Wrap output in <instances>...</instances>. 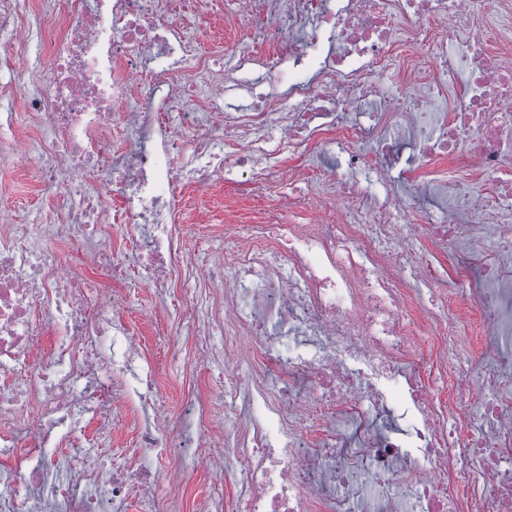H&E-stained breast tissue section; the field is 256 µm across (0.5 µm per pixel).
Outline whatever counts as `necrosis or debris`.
<instances>
[{
	"instance_id": "1",
	"label": "necrosis or debris",
	"mask_w": 512,
	"mask_h": 512,
	"mask_svg": "<svg viewBox=\"0 0 512 512\" xmlns=\"http://www.w3.org/2000/svg\"><path fill=\"white\" fill-rule=\"evenodd\" d=\"M29 7L0 0V62L34 50L51 68L19 69L37 134L15 139L13 117H0V145L34 159L57 207L45 223L0 228V512H112L132 491L170 512L147 463L104 462L112 413L132 401L143 447L180 446L157 437L164 409L120 319L128 272L110 248L84 270L46 243L78 242L116 192L113 223L137 227L146 280L171 288L185 264L170 230L182 176L220 170L260 192L282 158L289 183L313 174L319 190L236 225L235 249L204 270L224 281L225 335L251 336L269 363L248 392L227 366L225 421L250 425L209 472L237 486L243 512H512V0H236L225 27L269 51L239 52L230 70L172 19L206 0H55L33 21ZM260 68L287 77V93L225 112L216 143L210 102ZM405 143L401 187L388 171ZM361 166L373 188L350 178ZM419 186L443 216L434 240L467 244L451 258L456 277L482 276L436 319L411 316L410 284H432L438 267L395 244ZM298 208L307 223L287 218ZM473 309L497 361L472 354L452 369L436 355L440 399L419 339L456 343ZM393 381L418 419L409 444L369 420ZM314 425L326 430L317 445ZM64 437L68 457L55 450Z\"/></svg>"
}]
</instances>
